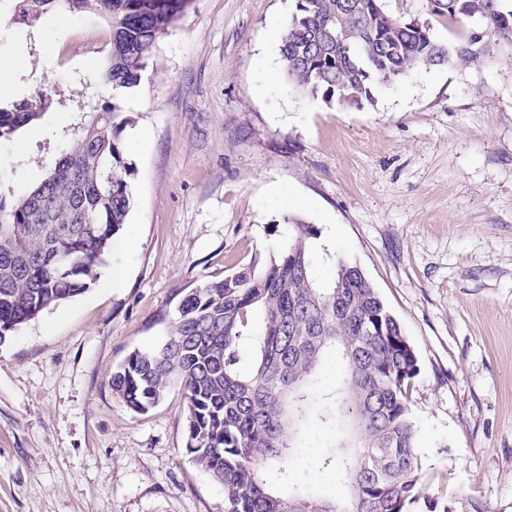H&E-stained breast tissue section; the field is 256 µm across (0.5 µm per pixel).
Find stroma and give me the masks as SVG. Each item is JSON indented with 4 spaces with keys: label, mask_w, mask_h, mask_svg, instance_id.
Returning <instances> with one entry per match:
<instances>
[{
    "label": "stroma",
    "mask_w": 512,
    "mask_h": 512,
    "mask_svg": "<svg viewBox=\"0 0 512 512\" xmlns=\"http://www.w3.org/2000/svg\"><path fill=\"white\" fill-rule=\"evenodd\" d=\"M452 40L433 0H385ZM295 0H195L121 100L134 205L97 282L0 344V512H224V488L185 451L172 386L130 411L108 376L161 343L178 290L264 263L284 215L315 225L313 262L357 264L399 320L420 372L410 408L425 494L457 512H512V55L421 68L356 106L285 80L281 36ZM19 55V100L43 90L54 124L0 138V194L25 195L65 147L98 80L112 27L54 14ZM24 142L23 153L13 151ZM137 242L128 248L127 239ZM331 431L314 420L280 491L339 488Z\"/></svg>",
    "instance_id": "stroma-1"
}]
</instances>
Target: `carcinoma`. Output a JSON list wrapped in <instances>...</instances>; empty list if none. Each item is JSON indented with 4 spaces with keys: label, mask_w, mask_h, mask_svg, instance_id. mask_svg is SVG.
Masks as SVG:
<instances>
[{
    "label": "carcinoma",
    "mask_w": 512,
    "mask_h": 512,
    "mask_svg": "<svg viewBox=\"0 0 512 512\" xmlns=\"http://www.w3.org/2000/svg\"><path fill=\"white\" fill-rule=\"evenodd\" d=\"M12 23L34 27L56 12H93L112 24L101 79L115 90L138 85L157 43L194 0H14ZM341 24L358 35L311 48L303 31L336 32L345 0H299L281 40L283 78L299 93L330 102L370 98L372 84L413 70L467 64L512 51V0H484L482 30L453 43L431 30L397 29L371 17L373 0ZM50 102L40 93L0 101V137L34 125ZM134 124L118 101L81 102L64 131L68 148L45 177L12 203L0 196V343L46 309L89 289L133 204L132 169L121 133ZM284 245L263 268H240L185 288L165 340L136 348L109 378L132 411L156 405L174 384L185 395L186 450L224 487V512H417L421 464L409 391L419 361L404 330L363 270L343 260L319 282L312 268L317 232L284 216ZM253 369H239L243 351ZM330 353L343 371L321 388ZM340 454L324 458L347 494L323 499L309 488L288 496L269 486L288 479L316 409Z\"/></svg>",
    "instance_id": "carcinoma-1"
}]
</instances>
